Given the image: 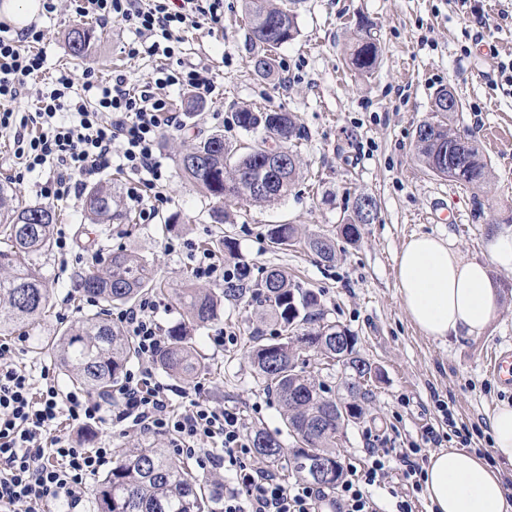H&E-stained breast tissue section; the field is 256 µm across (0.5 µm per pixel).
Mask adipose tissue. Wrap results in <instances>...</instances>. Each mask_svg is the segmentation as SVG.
<instances>
[{
  "label": "adipose tissue",
  "mask_w": 512,
  "mask_h": 512,
  "mask_svg": "<svg viewBox=\"0 0 512 512\" xmlns=\"http://www.w3.org/2000/svg\"><path fill=\"white\" fill-rule=\"evenodd\" d=\"M489 262L463 255L452 241L413 236L396 257L397 285L410 321L426 336L482 334L499 305L490 269L512 270V234L486 241ZM423 491L432 512H512L503 478L476 453L448 448L431 454Z\"/></svg>",
  "instance_id": "adipose-tissue-1"
}]
</instances>
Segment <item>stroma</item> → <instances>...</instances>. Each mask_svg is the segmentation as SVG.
<instances>
[{"label": "stroma", "instance_id": "35a3bbf8", "mask_svg": "<svg viewBox=\"0 0 512 512\" xmlns=\"http://www.w3.org/2000/svg\"><path fill=\"white\" fill-rule=\"evenodd\" d=\"M482 7L485 24L479 27L458 0H301L300 33L278 49L279 75L271 82L254 73L242 0H224L220 22L200 15L194 25L176 29L178 58L202 67L213 91L198 96L193 115L185 109L187 89L162 91L182 120L180 126L163 127L159 139L168 175L161 188L167 204L149 224L134 217L87 225L82 198L58 203L59 225L75 234L74 259L62 260L53 250L17 257L40 271L51 292L47 317L16 353L34 385L42 383V368L55 364L44 342L95 311L77 297L79 272L96 267L110 251L132 248L146 256L157 279L177 288L191 275V265L186 252L166 251V242L186 241L220 258L224 252L213 242L222 236L234 242L252 278L273 266L288 268L300 288L318 294L326 322L353 336L357 351L378 367L368 417L348 426L337 441L342 465L364 462L369 432L398 448L420 441L427 428L439 426L436 406L441 400L457 428L472 430L470 451H491L489 418L496 405L512 401V392L486 374L482 359L491 347L512 339V271L490 269L503 291L500 309L483 334L441 341L425 336L409 320L395 263L416 234L451 239L464 255L480 260L490 231L512 233V85L498 71L500 62L512 60V0H483ZM35 22L45 33L35 46L44 63L28 77L26 97L13 104L22 112L34 111L42 91L64 72L77 85L87 68L105 82L122 74L138 88L168 64L161 56L130 55L134 34L129 24L79 18L69 0H57L54 12L38 14ZM79 23L91 27L93 37L88 50L75 56L67 33ZM364 23L372 25L382 45V60L370 76L350 71L345 63ZM448 87L463 103L452 128L472 134L489 164V176L479 188L434 175L416 156L415 130L431 117L437 92ZM243 105L297 113L304 136L296 146L305 176L284 200L239 202L228 208L224 223L216 224L210 217L212 201L179 175L177 159L189 137L216 130L234 145L254 143L255 134L231 121L235 108ZM12 146V137L0 135V180L11 182L22 203L42 204L43 176L15 182ZM362 193L376 198L378 220L363 225L353 243L341 236L339 226ZM478 207L484 212L479 219L474 216ZM274 224L334 237L335 262H319L300 244L272 247L268 230ZM222 330L235 334L236 344L215 347L211 338ZM273 333V324L261 321L255 307L225 302L217 319L197 333L198 347L210 363L197 380L212 406L239 409L246 427L263 428L291 448L295 441L280 407L247 358L252 336ZM61 430L83 448L169 445L164 436L122 430L111 417L81 427L65 423Z\"/></svg>", "mask_w": 512, "mask_h": 512}]
</instances>
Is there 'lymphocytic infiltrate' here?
I'll return each instance as SVG.
<instances>
[{
    "mask_svg": "<svg viewBox=\"0 0 512 512\" xmlns=\"http://www.w3.org/2000/svg\"><path fill=\"white\" fill-rule=\"evenodd\" d=\"M78 16L101 22L128 23L144 40V51L173 58L174 27L200 13L218 19L223 0H72ZM42 30L30 26L21 32L0 27V100L11 102L24 93V79L43 66L40 55L21 53L20 42H40ZM179 85L197 93L210 92L202 71L191 66L164 68L153 86L136 91L124 75L100 83L93 70L83 72L81 93H74L68 75L41 94L32 112L0 111V130L13 134L18 161L16 181L34 172L46 173L40 194L55 203L79 197L87 178L120 162L134 176L126 196L138 208L144 223H151L167 199L154 188L164 176L158 147L162 126L176 124L160 89ZM157 303L141 297L117 319L136 345L141 366L128 370L118 391V422L170 436L173 454L195 461L200 469L228 462L235 471L233 486L224 490V512H319L323 499H332L336 512H379L374 489L394 495V512H413L412 503L398 495L392 484L421 490L423 467L418 445L392 451L367 449L363 465L348 466L336 485L335 496L310 482L285 483L276 474L249 464L251 445L239 411L218 409L202 398L201 384L185 392L187 404L174 412L167 385L157 381L151 362L166 344L155 318ZM15 340H0V507H23L43 512L47 501L65 503L70 512L82 502L89 478L112 459L108 448H79L59 434L61 422L85 424L102 418L104 405L80 390L60 394L54 379L33 389L29 373L12 361ZM221 451L211 449V442Z\"/></svg>",
    "mask_w": 512,
    "mask_h": 512,
    "instance_id": "obj_1",
    "label": "lymphocytic infiltrate"
}]
</instances>
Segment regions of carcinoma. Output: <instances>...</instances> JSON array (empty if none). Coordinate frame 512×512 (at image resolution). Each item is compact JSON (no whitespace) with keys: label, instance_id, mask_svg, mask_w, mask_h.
<instances>
[{"label":"carcinoma","instance_id":"1","mask_svg":"<svg viewBox=\"0 0 512 512\" xmlns=\"http://www.w3.org/2000/svg\"><path fill=\"white\" fill-rule=\"evenodd\" d=\"M299 0H289L282 7L276 0H242L248 27L247 44L253 52L255 74L271 77L277 68L273 50L299 36ZM91 39L89 29L76 26L67 40L72 54L86 50ZM382 47L376 35L361 29L354 37L348 66L370 75L380 65ZM453 95L440 91L434 102L433 116L416 128V154L424 166L440 177L470 185L484 183L489 174L487 160L473 140L461 151L448 156V138L454 135L448 123L462 111L460 99L447 106L443 100ZM233 123L247 133L260 134V140L241 152L224 139V132L209 134L192 145L178 159L182 177L204 196L217 204L211 218L224 223V207L239 201L257 204L280 201L287 197L302 177L297 151L289 142L301 136L297 116L292 112H255L242 106L232 115ZM275 146L287 154L282 166L270 159L266 149ZM250 177H261L269 190L257 194L227 192V188L244 185ZM376 202L363 194L355 199L353 212L339 231L350 241H358L365 223L362 201ZM83 218L89 224H110L126 218L119 196L112 186L92 183L85 187ZM56 224V212L47 205L22 206L16 203L9 183H0V335H11L34 328L51 308V293L34 267L16 265L19 252L38 253L49 250ZM269 242L288 247L303 242L321 261L336 259L332 237L313 233L298 239L292 224H274L268 229ZM78 291L106 307L64 328L59 337L47 344V352L72 385L83 387L102 399L112 397L136 355L132 340L109 320L108 307L126 305L149 289L165 291L156 279L152 265L134 250H116L103 258V267L93 269L77 283ZM169 296L182 309L184 319L170 327L165 348L156 360L176 378L190 380L208 370L206 357L198 349L194 331L217 318L222 301H244L260 308L279 332L271 337L254 336L248 351L253 371L275 395L283 422L296 439L297 447L285 455L281 442L262 428L250 433L253 454L261 463L277 467L288 459V470L324 488H332L343 476L336 455L337 437L350 424L365 420L368 382L378 370L355 349V339L348 336L346 346L336 351V325L323 322L318 295L301 290L291 283L288 271L273 268L266 276L250 282L248 268L240 277L224 283L214 291L199 288L188 280L172 288ZM311 349L326 363H340L347 370L342 381L344 396H330L324 385L305 374L298 366L302 351ZM98 512H224V485L203 480L188 467L174 461L164 448H124L112 469L96 485Z\"/></svg>","mask_w":512,"mask_h":512}]
</instances>
